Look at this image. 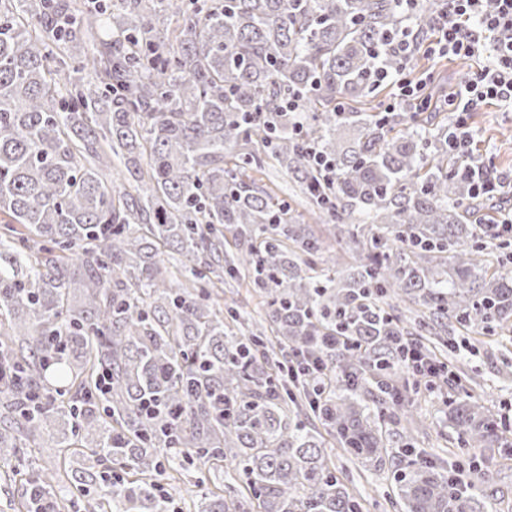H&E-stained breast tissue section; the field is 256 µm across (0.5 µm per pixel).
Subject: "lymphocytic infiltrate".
<instances>
[{"instance_id": "obj_1", "label": "lymphocytic infiltrate", "mask_w": 512, "mask_h": 512, "mask_svg": "<svg viewBox=\"0 0 512 512\" xmlns=\"http://www.w3.org/2000/svg\"><path fill=\"white\" fill-rule=\"evenodd\" d=\"M437 10L426 17L425 29L434 31L428 49L435 56L473 57L492 49L491 63L475 72L448 106L457 112V149L468 143L466 112L486 101L512 105V0H437Z\"/></svg>"}]
</instances>
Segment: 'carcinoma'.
<instances>
[{"label": "carcinoma", "instance_id": "obj_1", "mask_svg": "<svg viewBox=\"0 0 512 512\" xmlns=\"http://www.w3.org/2000/svg\"><path fill=\"white\" fill-rule=\"evenodd\" d=\"M105 13L0 0V467L61 426L83 512H170L165 458L234 471L198 512H368L339 451L390 472L393 512H484L490 473L416 452L398 342L445 367L457 329L512 335V242L467 209L454 130L336 111L398 69L394 0H112L110 40ZM268 159L352 261L256 186ZM448 422L461 451L512 441L461 377ZM27 482L18 512L66 508L59 475Z\"/></svg>", "mask_w": 512, "mask_h": 512}]
</instances>
